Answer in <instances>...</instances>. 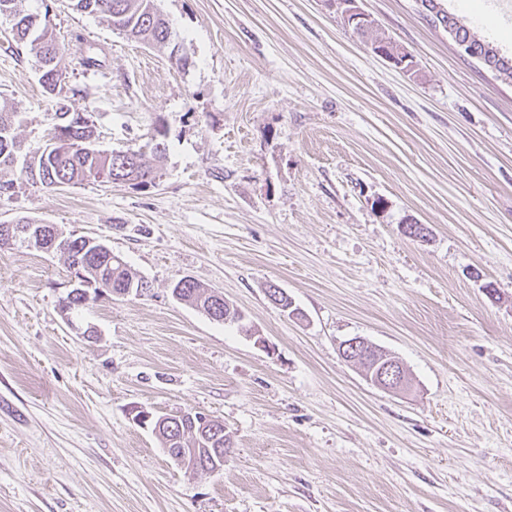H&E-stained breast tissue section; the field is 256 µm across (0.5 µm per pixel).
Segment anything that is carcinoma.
<instances>
[{
	"label": "carcinoma",
	"instance_id": "carcinoma-1",
	"mask_svg": "<svg viewBox=\"0 0 512 512\" xmlns=\"http://www.w3.org/2000/svg\"><path fill=\"white\" fill-rule=\"evenodd\" d=\"M22 0H0V8L10 10L12 35L17 43L30 44L41 70V84L51 96L61 94L64 81L59 67L60 45L53 30L40 24L37 16L25 12ZM73 8L88 14L102 16L109 26L119 29L129 39L148 45L170 43L172 32L169 23L158 10L155 0H72ZM83 113L72 111L65 103H56L52 114L53 135L48 154H30L22 148V141L15 132L17 113L0 108V172L20 168V174L31 184L47 189H58L96 179L97 169L108 165L112 182H130L145 187L160 177L158 162L166 152L167 131L160 127L149 153L141 148H128L110 152V159L91 155L78 149L76 139L86 135L87 124L81 123ZM56 249L67 257L74 271L76 284L62 301V308L69 311L79 309L99 292L110 290L121 294L126 291L138 293L143 278L133 275L126 266L104 253L92 262L87 256L92 247L84 237L65 236L53 229ZM171 294L179 300L199 309H210L213 290L202 287L185 276L175 281ZM228 448L230 436L223 432L205 439L198 433L185 432L182 447Z\"/></svg>",
	"mask_w": 512,
	"mask_h": 512
}]
</instances>
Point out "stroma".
Segmentation results:
<instances>
[{
	"label": "stroma",
	"mask_w": 512,
	"mask_h": 512,
	"mask_svg": "<svg viewBox=\"0 0 512 512\" xmlns=\"http://www.w3.org/2000/svg\"><path fill=\"white\" fill-rule=\"evenodd\" d=\"M358 5L412 70L335 0H158L183 68L69 0H23L98 148L160 126L168 147L146 188L0 175V223L104 239L151 284L66 314L65 257L0 248V512H512V82L419 0ZM38 68L0 18V105L30 150L53 110ZM184 276L251 334L175 300ZM355 336L409 389L342 358ZM140 410L223 421V470L177 467ZM374 348L373 359L365 365L360 364L363 367L366 379L368 380L369 376L371 378L374 376L373 384L381 389L389 391L404 389L407 385V375L401 363L393 358L383 365V362H381L383 356H389V354L376 346ZM381 365L383 366L381 367ZM377 370L379 371L375 374Z\"/></svg>",
	"instance_id": "35a3bbf8"
}]
</instances>
